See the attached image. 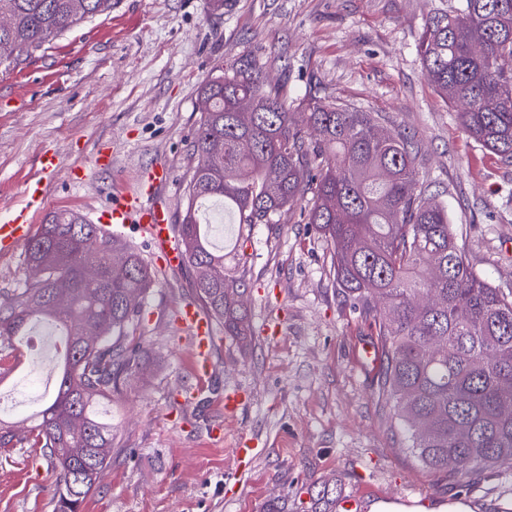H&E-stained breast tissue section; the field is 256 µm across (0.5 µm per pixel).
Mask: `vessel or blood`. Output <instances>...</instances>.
Listing matches in <instances>:
<instances>
[{
  "mask_svg": "<svg viewBox=\"0 0 512 512\" xmlns=\"http://www.w3.org/2000/svg\"><path fill=\"white\" fill-rule=\"evenodd\" d=\"M170 180L169 170L164 169L142 182L136 193L115 197L107 212V220L115 231L126 228L132 222L138 224L148 234L157 253L162 255L163 266L175 268L184 264L185 251L180 247H172L169 211L152 200L157 185ZM45 194L46 188L42 185L29 189L24 206L15 209L10 218L0 222V253L14 252L28 238L31 219L42 208ZM177 320L195 339L197 357L194 374L198 380H205L211 371L209 355L216 336L214 324L193 304L184 305Z\"/></svg>",
  "mask_w": 512,
  "mask_h": 512,
  "instance_id": "obj_1",
  "label": "vessel or blood"
}]
</instances>
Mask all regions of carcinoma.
<instances>
[{"mask_svg":"<svg viewBox=\"0 0 512 512\" xmlns=\"http://www.w3.org/2000/svg\"><path fill=\"white\" fill-rule=\"evenodd\" d=\"M111 10L112 0H0V67ZM417 51L437 91L461 104L463 131L512 164V0H463L454 14L428 16ZM263 68L251 55L201 89L196 164L175 225L200 308L225 336L249 341L245 280L224 267L202 207L224 205L241 237L300 208L330 249L339 290L370 323L374 394L394 409L405 448L456 483L511 472L512 417L499 408L512 403V297L469 267L448 210L420 180L410 139L336 100L296 114L264 84ZM24 264L28 279L0 291V351L45 320L60 330L63 358L55 399L21 436L0 420V448L41 449L58 471L56 512H81L111 458L112 424L99 407L145 359L133 327L156 270L122 237L67 210L29 239ZM420 295L434 301L421 306ZM417 420L426 431L414 429Z\"/></svg>","mask_w":512,"mask_h":512,"instance_id":"cac0c4a2","label":"carcinoma"}]
</instances>
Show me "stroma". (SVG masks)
Here are the masks:
<instances>
[{"label": "stroma", "instance_id": "1", "mask_svg": "<svg viewBox=\"0 0 512 512\" xmlns=\"http://www.w3.org/2000/svg\"><path fill=\"white\" fill-rule=\"evenodd\" d=\"M462 0H112L110 13L66 32L24 65L0 71V219L44 179L47 213L99 223L113 196L167 168L159 200L180 221L190 142L208 77L232 73L250 53L291 111L310 96L372 113L418 144L421 179L450 221L472 270L512 296V165L470 139L435 89L416 50L425 17ZM112 163L72 182L73 164L96 148ZM59 156L52 173L42 155ZM237 230L218 244L243 275L251 344L217 339L209 379L197 381L177 310L193 298L189 266L162 270L137 330L150 360L103 405L112 455L83 512H345L349 499L433 506L462 496L477 512H512V473L448 484L404 450L402 433L374 395L377 371L360 361L370 328L330 272L327 244L300 220L256 225L238 265ZM58 334L32 323L27 343L0 358V418L24 433L56 393ZM38 392L21 395L29 378ZM194 392L191 403L176 399ZM246 393L233 414L224 393ZM254 448L239 469L235 450ZM58 474L37 448H0V512H54ZM336 503L318 501L320 489Z\"/></svg>", "mask_w": 512, "mask_h": 512}]
</instances>
